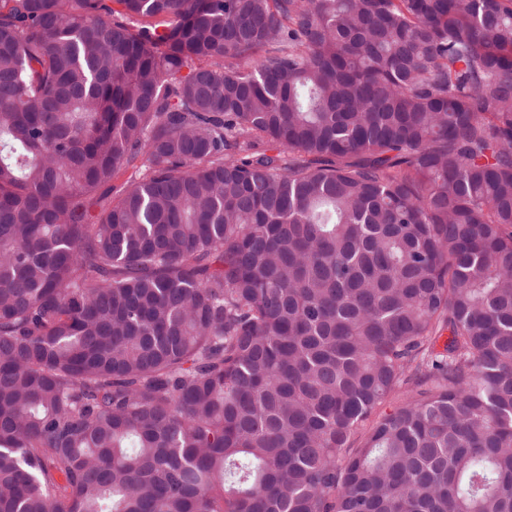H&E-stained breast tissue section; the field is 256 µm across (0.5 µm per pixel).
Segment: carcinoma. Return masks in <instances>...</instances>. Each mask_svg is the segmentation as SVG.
Listing matches in <instances>:
<instances>
[{"label": "carcinoma", "instance_id": "1", "mask_svg": "<svg viewBox=\"0 0 512 512\" xmlns=\"http://www.w3.org/2000/svg\"><path fill=\"white\" fill-rule=\"evenodd\" d=\"M113 2L0 0V512H512V0Z\"/></svg>", "mask_w": 512, "mask_h": 512}]
</instances>
